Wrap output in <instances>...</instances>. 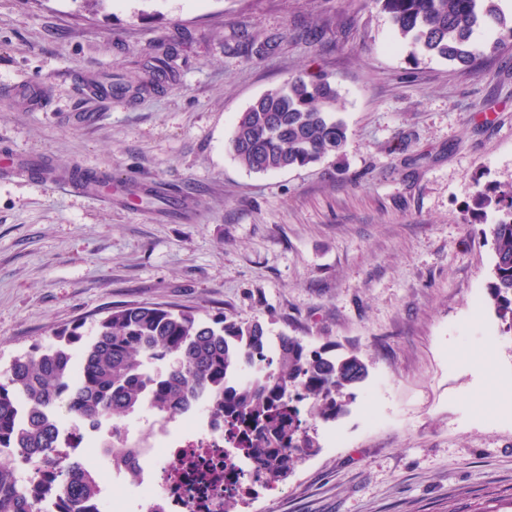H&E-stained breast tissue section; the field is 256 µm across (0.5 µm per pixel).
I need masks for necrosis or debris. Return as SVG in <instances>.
Segmentation results:
<instances>
[{
	"label": "necrosis or debris",
	"instance_id": "necrosis-or-debris-1",
	"mask_svg": "<svg viewBox=\"0 0 512 512\" xmlns=\"http://www.w3.org/2000/svg\"><path fill=\"white\" fill-rule=\"evenodd\" d=\"M96 460L110 483L127 489L116 500L101 492L96 512L107 499L112 512H224L226 498L249 492L256 471L250 456L225 445L223 419L200 401L176 427L158 434L152 448L137 459L136 476L105 453H97Z\"/></svg>",
	"mask_w": 512,
	"mask_h": 512
}]
</instances>
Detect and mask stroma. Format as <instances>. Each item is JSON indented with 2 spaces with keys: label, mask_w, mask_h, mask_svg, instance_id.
<instances>
[{
  "label": "stroma",
  "mask_w": 512,
  "mask_h": 512,
  "mask_svg": "<svg viewBox=\"0 0 512 512\" xmlns=\"http://www.w3.org/2000/svg\"><path fill=\"white\" fill-rule=\"evenodd\" d=\"M410 53L378 0H0V159L112 177L106 204L0 170V365L118 304L256 321L368 377L241 512H512V334L481 235L499 214L476 201L512 184V51L473 73ZM307 71L340 92V157L246 170L238 117ZM32 84L37 108L12 94Z\"/></svg>",
  "instance_id": "1"
}]
</instances>
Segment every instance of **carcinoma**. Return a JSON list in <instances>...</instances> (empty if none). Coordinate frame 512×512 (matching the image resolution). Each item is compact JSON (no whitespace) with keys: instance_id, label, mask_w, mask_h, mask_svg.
I'll return each mask as SVG.
<instances>
[{"instance_id":"obj_1","label":"carcinoma","mask_w":512,"mask_h":512,"mask_svg":"<svg viewBox=\"0 0 512 512\" xmlns=\"http://www.w3.org/2000/svg\"><path fill=\"white\" fill-rule=\"evenodd\" d=\"M379 2L390 14L394 39L410 45L415 59L439 57L473 72L480 59L512 47V15L499 0ZM483 27L496 36L478 45L474 33ZM337 99V86L325 77L288 78L241 113L230 140L234 158L249 171L267 173L339 154L348 128L337 116ZM71 174L112 193L110 176ZM479 196L505 210L489 228L494 262L488 302L511 333L512 186ZM82 327L56 329L51 344L35 345L0 369V512H35L34 489L11 459L36 462L59 447L62 407L86 424L146 410L165 425L195 394L224 414L229 440L249 450L256 477L279 482L317 452L316 423L343 415L368 376L356 355L312 349L283 332L271 352L262 324L226 315L205 321L191 310L115 306L90 339ZM103 447L112 460L129 465L149 444L129 441L127 429L114 424ZM58 486L59 512H88L100 493L97 474L77 461L62 468Z\"/></svg>"}]
</instances>
